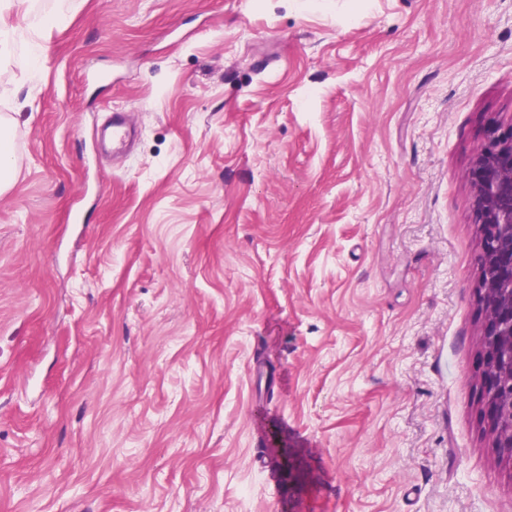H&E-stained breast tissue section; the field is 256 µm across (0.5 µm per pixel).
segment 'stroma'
Wrapping results in <instances>:
<instances>
[{
  "instance_id": "obj_1",
  "label": "stroma",
  "mask_w": 512,
  "mask_h": 512,
  "mask_svg": "<svg viewBox=\"0 0 512 512\" xmlns=\"http://www.w3.org/2000/svg\"><path fill=\"white\" fill-rule=\"evenodd\" d=\"M68 2L0 63V512H512L471 182L512 0ZM127 112H113L110 125L105 129L104 137L113 152H122L128 145L130 131L126 123Z\"/></svg>"
}]
</instances>
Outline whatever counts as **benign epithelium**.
<instances>
[{
  "label": "benign epithelium",
  "mask_w": 512,
  "mask_h": 512,
  "mask_svg": "<svg viewBox=\"0 0 512 512\" xmlns=\"http://www.w3.org/2000/svg\"><path fill=\"white\" fill-rule=\"evenodd\" d=\"M473 177L483 234L478 288L485 310L483 412L499 456L512 461V128L489 133Z\"/></svg>",
  "instance_id": "obj_1"
}]
</instances>
